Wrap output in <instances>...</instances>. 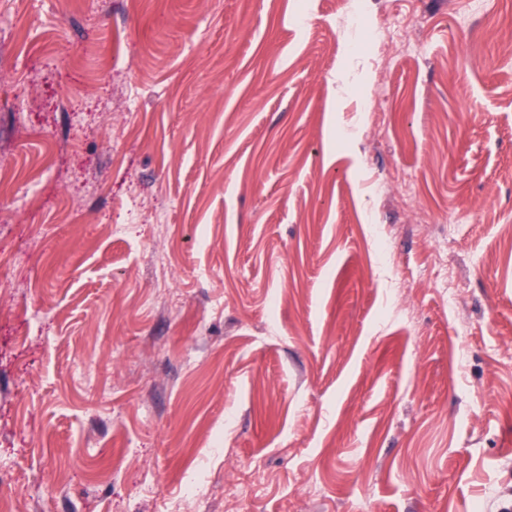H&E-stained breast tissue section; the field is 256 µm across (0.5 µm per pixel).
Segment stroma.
<instances>
[{"mask_svg":"<svg viewBox=\"0 0 512 512\" xmlns=\"http://www.w3.org/2000/svg\"><path fill=\"white\" fill-rule=\"evenodd\" d=\"M363 2L0 0V512L512 510V0Z\"/></svg>","mask_w":512,"mask_h":512,"instance_id":"stroma-1","label":"stroma"}]
</instances>
